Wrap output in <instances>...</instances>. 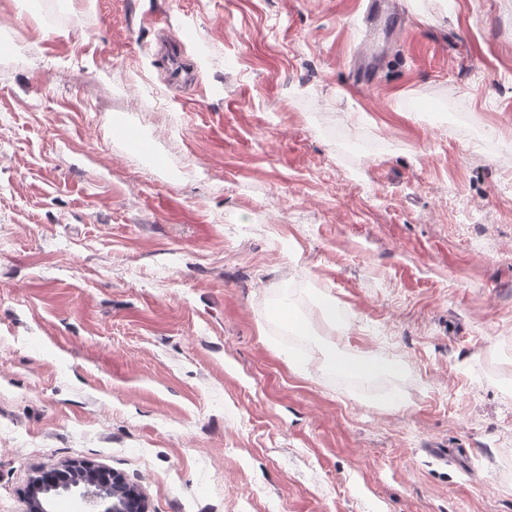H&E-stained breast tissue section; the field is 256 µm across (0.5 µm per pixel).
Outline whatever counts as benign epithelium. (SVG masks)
Wrapping results in <instances>:
<instances>
[{"label": "benign epithelium", "mask_w": 512, "mask_h": 512, "mask_svg": "<svg viewBox=\"0 0 512 512\" xmlns=\"http://www.w3.org/2000/svg\"><path fill=\"white\" fill-rule=\"evenodd\" d=\"M67 468L74 472L69 478L50 480L41 473L33 477L27 512H49L51 500L46 498L47 493L59 495L81 485V502L95 507V512H146L144 500L123 476L114 473L108 479L84 460L72 461Z\"/></svg>", "instance_id": "benign-epithelium-1"}]
</instances>
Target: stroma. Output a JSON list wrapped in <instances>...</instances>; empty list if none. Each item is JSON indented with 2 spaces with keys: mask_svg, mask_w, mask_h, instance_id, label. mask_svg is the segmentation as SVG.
Here are the masks:
<instances>
[{
  "mask_svg": "<svg viewBox=\"0 0 512 512\" xmlns=\"http://www.w3.org/2000/svg\"><path fill=\"white\" fill-rule=\"evenodd\" d=\"M404 6L0 0V512H512V0ZM69 471L75 473L70 478L50 480L43 472L33 477L30 486L29 507L27 512H49L52 496L69 492L83 484L84 490L79 492L81 502L97 507V510H78L76 512H146L144 500L131 488L126 479L112 472L110 479L95 465L84 460L72 461L67 465ZM52 491L46 500V494ZM105 491L111 494L112 505L103 508L101 494Z\"/></svg>",
  "mask_w": 512,
  "mask_h": 512,
  "instance_id": "obj_1",
  "label": "stroma"
}]
</instances>
